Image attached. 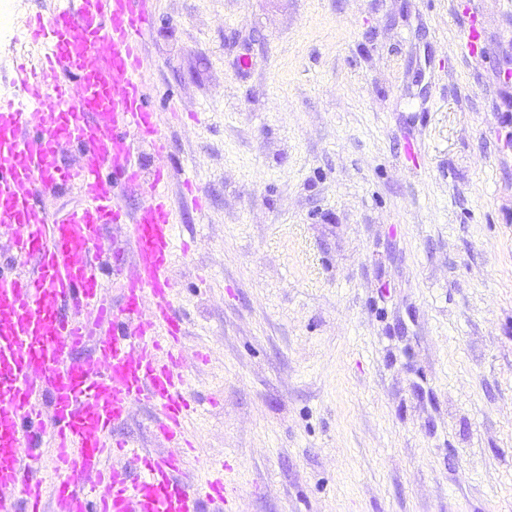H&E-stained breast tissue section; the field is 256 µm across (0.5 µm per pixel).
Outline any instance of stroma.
<instances>
[{"mask_svg": "<svg viewBox=\"0 0 512 512\" xmlns=\"http://www.w3.org/2000/svg\"><path fill=\"white\" fill-rule=\"evenodd\" d=\"M0 0V98L18 95ZM143 68L180 182L192 470L228 512H512V10L502 0H149ZM475 56L458 53L470 25ZM250 60L242 68V60ZM181 120H170L171 108ZM110 276L79 360L98 359ZM155 410L117 436L164 453Z\"/></svg>", "mask_w": 512, "mask_h": 512, "instance_id": "stroma-1", "label": "stroma"}]
</instances>
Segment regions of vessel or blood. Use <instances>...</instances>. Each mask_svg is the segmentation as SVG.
<instances>
[{
    "mask_svg": "<svg viewBox=\"0 0 512 512\" xmlns=\"http://www.w3.org/2000/svg\"><path fill=\"white\" fill-rule=\"evenodd\" d=\"M150 25L144 0H53L32 29L45 46L37 72L21 76V99L0 100V237L35 262L25 274L0 265V512H201L239 493L220 472L183 478L194 450L186 426L201 410L186 393L185 325L171 289L173 175L160 167L145 182L132 162L138 142L168 151L142 70ZM69 149L79 163H65ZM120 181L145 183L142 210L116 206ZM74 185L88 203L50 219L44 198ZM110 224L126 225L135 263L95 367L74 355L85 314L101 304L99 243ZM142 400L173 453L113 440Z\"/></svg>",
    "mask_w": 512,
    "mask_h": 512,
    "instance_id": "obj_1",
    "label": "vessel or blood"
}]
</instances>
